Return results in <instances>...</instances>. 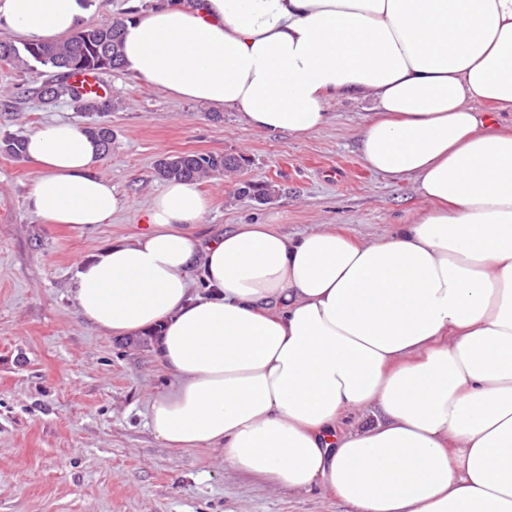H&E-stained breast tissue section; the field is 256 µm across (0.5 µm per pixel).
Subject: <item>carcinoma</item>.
I'll return each instance as SVG.
<instances>
[{"label":"carcinoma","instance_id":"obj_1","mask_svg":"<svg viewBox=\"0 0 512 512\" xmlns=\"http://www.w3.org/2000/svg\"><path fill=\"white\" fill-rule=\"evenodd\" d=\"M122 22L111 21L99 26H89L77 30L68 40L56 44H29L18 48L11 43L0 42V61L10 64L22 63L32 59L44 66L61 68V63L74 57L81 63L78 68L66 71L70 75L75 72L93 71L101 73L122 68L120 54ZM65 96L74 110L82 113L91 111V104L100 102L103 108L101 115L112 110V100H97L73 89L67 84L51 85V94L46 101L53 102ZM86 132L99 144L102 153L112 149V129L106 122L94 121L86 127ZM25 137L19 134L8 135L0 140V151L19 159L24 156ZM240 167L237 158L226 159L222 154H201L184 152L160 158L155 165L157 178L196 179L203 174L222 173Z\"/></svg>","mask_w":512,"mask_h":512}]
</instances>
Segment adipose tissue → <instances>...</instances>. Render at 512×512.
<instances>
[{
  "instance_id": "obj_1",
  "label": "adipose tissue",
  "mask_w": 512,
  "mask_h": 512,
  "mask_svg": "<svg viewBox=\"0 0 512 512\" xmlns=\"http://www.w3.org/2000/svg\"><path fill=\"white\" fill-rule=\"evenodd\" d=\"M87 12L0 0V31L58 42ZM122 42L136 78L258 130L307 137L331 101L371 99L365 161L429 203L367 241L271 224L206 240L197 183H164L148 231L79 261L72 288L100 330L159 329L156 438L350 512H512V0H162ZM25 151L32 213L82 230L119 209L84 127L43 124Z\"/></svg>"
}]
</instances>
